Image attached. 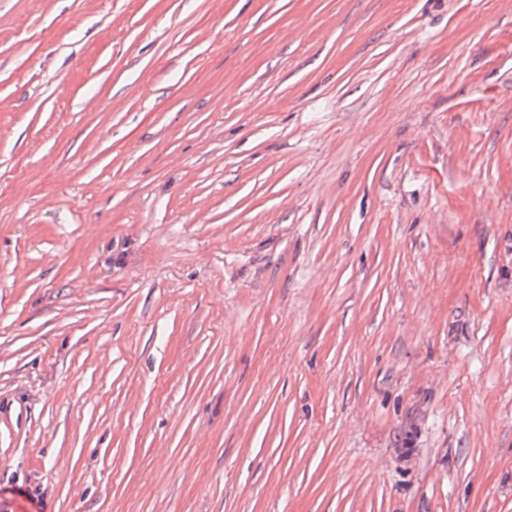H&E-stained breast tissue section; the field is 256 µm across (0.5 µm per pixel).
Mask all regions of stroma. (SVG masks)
I'll return each mask as SVG.
<instances>
[{
	"label": "stroma",
	"instance_id": "35a3bbf8",
	"mask_svg": "<svg viewBox=\"0 0 512 512\" xmlns=\"http://www.w3.org/2000/svg\"><path fill=\"white\" fill-rule=\"evenodd\" d=\"M0 512H512V0H0Z\"/></svg>",
	"mask_w": 512,
	"mask_h": 512
}]
</instances>
